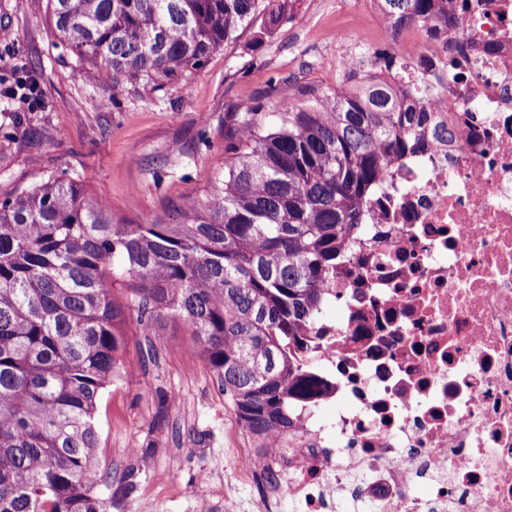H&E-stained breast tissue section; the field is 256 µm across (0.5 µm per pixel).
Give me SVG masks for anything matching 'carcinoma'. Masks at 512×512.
I'll return each instance as SVG.
<instances>
[{"instance_id": "carcinoma-1", "label": "carcinoma", "mask_w": 512, "mask_h": 512, "mask_svg": "<svg viewBox=\"0 0 512 512\" xmlns=\"http://www.w3.org/2000/svg\"><path fill=\"white\" fill-rule=\"evenodd\" d=\"M51 2L59 40L81 60L162 88L259 15L273 33L296 0ZM373 2L391 27L466 36L461 0ZM364 54L370 68L335 89L268 114L241 106L224 187L185 204L176 224L116 220L83 183L54 175L0 199V512H109L96 409L127 370L134 310L158 343L163 320L188 326L253 447L288 442V407L324 391L311 332L324 281L374 187L426 150L418 86L395 79L432 61Z\"/></svg>"}]
</instances>
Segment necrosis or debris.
<instances>
[{"mask_svg": "<svg viewBox=\"0 0 512 512\" xmlns=\"http://www.w3.org/2000/svg\"><path fill=\"white\" fill-rule=\"evenodd\" d=\"M464 19L463 44L379 31L437 62L427 109L454 137L377 185L325 285L338 315L312 326L324 393L287 447L240 453L297 512H512V0Z\"/></svg>", "mask_w": 512, "mask_h": 512, "instance_id": "necrosis-or-debris-1", "label": "necrosis or debris"}]
</instances>
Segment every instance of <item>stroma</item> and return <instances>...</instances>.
I'll list each match as a JSON object with an SVG mask.
<instances>
[{
  "label": "stroma",
  "mask_w": 512,
  "mask_h": 512,
  "mask_svg": "<svg viewBox=\"0 0 512 512\" xmlns=\"http://www.w3.org/2000/svg\"><path fill=\"white\" fill-rule=\"evenodd\" d=\"M47 0H0V78L14 69L39 82L35 107L0 98V198L56 173L80 180L128 223L151 215L165 224L221 189L213 161L246 101L275 111L299 88H335L345 77L330 64L338 25L371 28L359 0H298L292 20L252 48L255 27L214 53L186 82L151 89L81 61L56 36ZM150 347L128 324L133 369L97 404L104 451L100 489L111 512H257L271 489L264 472L237 474V451L249 440L224 388L191 351L189 329L166 321Z\"/></svg>",
  "instance_id": "stroma-1"
}]
</instances>
